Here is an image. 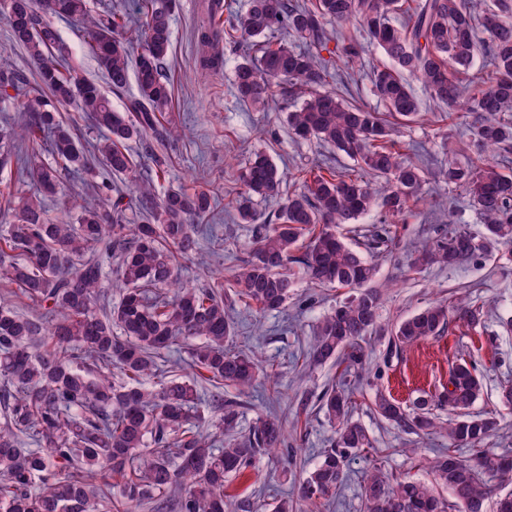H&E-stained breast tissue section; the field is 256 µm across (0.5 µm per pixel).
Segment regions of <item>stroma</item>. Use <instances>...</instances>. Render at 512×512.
I'll list each match as a JSON object with an SVG mask.
<instances>
[{"instance_id": "stroma-1", "label": "stroma", "mask_w": 512, "mask_h": 512, "mask_svg": "<svg viewBox=\"0 0 512 512\" xmlns=\"http://www.w3.org/2000/svg\"><path fill=\"white\" fill-rule=\"evenodd\" d=\"M199 4L200 0H177L171 22V48L165 71L174 82L175 101L169 118L181 134L155 142L150 148L138 141L129 145L130 153L139 163L138 176H155L162 190L181 186L192 192L207 191L214 198L198 254L181 269L182 280L194 286L231 278L240 258L247 255L246 245L252 238L253 227L232 219L229 202L241 188L238 177L251 153L265 152L287 173L285 189L290 193L297 189L295 177L302 169L316 163L332 167L350 164L348 158L330 146L291 139L287 114L294 108L293 98L281 96L271 112L237 99L232 75L235 66L248 54V44L225 47L224 65L219 72L204 73L198 69ZM55 25L70 48V65L80 76L106 84L97 60L86 50L87 34L82 24L59 19ZM385 61L379 49L364 46L354 62L340 63L341 79L335 83V90L344 99L374 104L367 75L373 66ZM412 88L420 101L422 118L401 127L397 142L404 158L420 163L426 173L421 199L409 220L408 237L414 241L421 238L422 217L432 213L443 215L451 209L456 210L466 230L482 234L484 226L467 199L449 191L436 177L446 148L468 141L464 121L433 101L420 82H413ZM153 151L170 157L172 165L167 173L156 174L149 157ZM58 173L62 190L49 198V216L72 221L76 213L70 207L71 194H95L100 178L95 173L79 177L63 165ZM372 286L382 297V328L367 340L365 368L370 380L355 391L352 401L353 418L366 428L373 445L351 457L348 483L336 500L320 507L319 512H364L359 484L362 474L375 465L390 477L405 475L430 480L432 462L439 450L448 445L446 437H420L392 426L373 411L375 392L389 394L406 404L425 393L439 394L448 383L453 361L472 357L479 365L484 384L483 395L474 409L486 413L498 410L499 388L512 382V334L497 326L498 317L512 316V264L505 266L486 257L454 268L433 267L416 273L408 269L403 250L396 249L380 260ZM310 295L315 301L309 305L305 299ZM346 295L343 289L311 288L300 277L285 310L259 313L246 309L234 297L232 286H225V308L235 323L231 348L258 351L264 360L277 367L282 396L270 400L260 385L242 392L231 386L200 381L199 390L207 404L201 409L199 424L209 427L213 414L208 403L217 397L239 403L240 434H247L271 409L289 425L286 444L278 453L260 454L242 476L228 482L230 512H256L260 507L270 510L317 465L321 451L328 447L331 428L317 406V398L335 381L336 367L330 362L307 366L303 356L313 327ZM458 297L481 303L484 316L480 324L453 321L443 336L405 347L397 356L387 357L392 324L430 303Z\"/></svg>"}]
</instances>
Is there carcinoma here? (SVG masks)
I'll return each mask as SVG.
<instances>
[{"mask_svg":"<svg viewBox=\"0 0 512 512\" xmlns=\"http://www.w3.org/2000/svg\"><path fill=\"white\" fill-rule=\"evenodd\" d=\"M11 2L0 15L36 71L27 80L0 67V101L21 113L20 120L0 125V166L20 162L18 177L29 184L24 195L0 200V210L13 217L0 226V257L12 254L0 274L41 313L22 316L0 306V512H136L145 501L159 512H226L227 479L242 474L260 452L282 448L286 431L271 412L237 437L239 412L231 404L215 406L209 431L194 422L201 403L197 379L244 390L260 377L275 399L280 384L277 371L258 355L227 348L234 325L224 310L223 282L199 288L179 281L177 263L197 250L209 193L178 187L157 197L152 180L135 178L127 150L130 141H162L176 132L163 122L173 94L164 70L172 0H140L137 19L117 5L95 11L90 0ZM223 8V0L207 3L198 67L223 65L216 52L221 37L228 46L263 39L260 56L234 69L239 99L265 106L275 101L274 88L288 83V93L301 99L288 113L291 133L330 145L359 166L307 170L299 177L300 191L286 197L285 173L256 152L240 174L243 191L232 201L236 220L253 225L248 256L232 278L244 305L261 313L283 310L295 287L294 267L315 288L349 290L318 322L306 351L309 364L332 361L340 368L321 397L333 427L330 447L294 496L276 505V512H297L300 503L314 512L343 488L350 455L373 447L364 427L349 417V392L363 379L364 343L377 330L382 299L367 287L376 265L349 247L339 228L380 209L368 239L377 257L400 242L401 225L412 216L425 172L402 157L391 122L418 115L407 78L418 80L448 111L465 115L473 157L465 165L448 160L438 175L468 197L485 227L480 237L436 230L413 243L409 269L453 267L493 253L512 262V176L490 158L512 147V0H248L220 31L215 18ZM397 15L404 18L398 27L392 24ZM53 17L83 22L88 49L112 92L125 91L135 77L137 94L127 99L125 111L114 110L97 82L69 66ZM329 23L358 25L390 61L369 72L383 110L324 90L338 77ZM479 25L488 33L484 46ZM278 32L303 47L273 39ZM481 50L487 70L465 96L458 74L472 68ZM72 104L103 131L87 148L58 117ZM45 150L77 170L96 161L113 179L132 176V192L103 182L99 189L108 194L101 204L73 202L76 221L54 223L44 197L56 189L58 174L41 160ZM257 200L278 203L271 220L259 222ZM133 211L136 220L129 218ZM112 261L124 288L113 306L102 288ZM481 312L467 298L432 304L394 325L392 343L401 349L438 337L454 319L474 325ZM180 345L190 349L189 381L158 368L159 356ZM482 392L477 362L461 358L436 397L421 396L406 406L377 395L373 409L379 416L415 435L440 429L448 448L433 463L430 484L394 481L376 467L366 471V512H488L490 503L493 512H512V456L484 448L500 419L471 412ZM438 407L448 408V422L437 420ZM22 434L34 447H22ZM462 448L473 456H462ZM114 479L120 481L117 496Z\"/></svg>","mask_w":512,"mask_h":512,"instance_id":"cac0c4a2","label":"carcinoma"}]
</instances>
